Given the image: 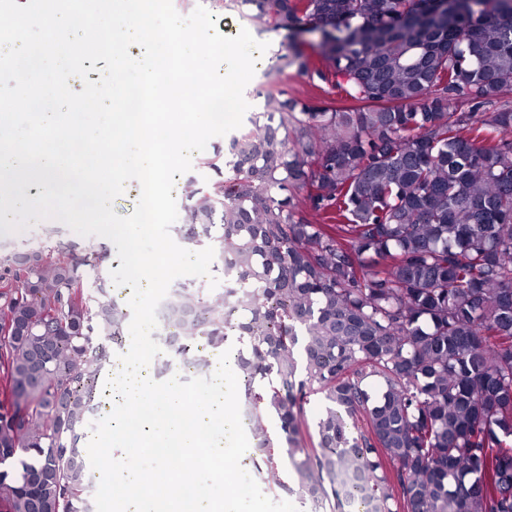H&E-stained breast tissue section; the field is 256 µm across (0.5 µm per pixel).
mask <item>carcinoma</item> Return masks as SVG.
Listing matches in <instances>:
<instances>
[{
  "label": "carcinoma",
  "instance_id": "1",
  "mask_svg": "<svg viewBox=\"0 0 512 512\" xmlns=\"http://www.w3.org/2000/svg\"><path fill=\"white\" fill-rule=\"evenodd\" d=\"M230 7L322 28L320 67L296 52L268 76L353 105L258 92L224 180L184 198L183 239L214 248L221 285L182 289L175 355L205 370L199 347L248 342L251 464L275 473L277 418L311 512H512V0ZM103 259L59 246L0 269V512H88L84 422L127 319ZM306 76L298 75L295 69H288L284 74L280 75L276 80V83L271 87L272 90L283 91L285 96L295 95L300 97L320 94L328 98L336 100V106H342L345 104L343 100V94L337 89H328L330 87L323 86L326 90H330V94H324L319 89L314 88Z\"/></svg>",
  "mask_w": 512,
  "mask_h": 512
}]
</instances>
